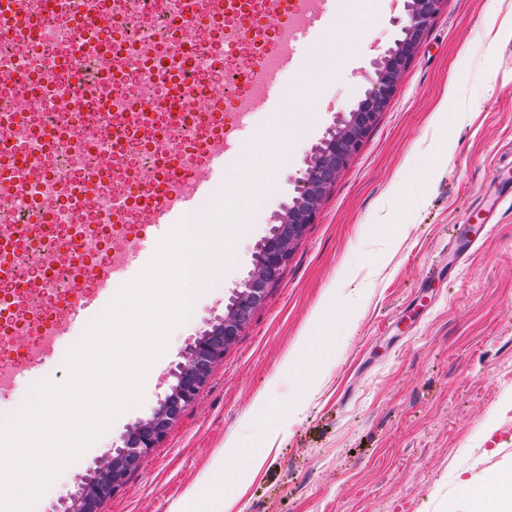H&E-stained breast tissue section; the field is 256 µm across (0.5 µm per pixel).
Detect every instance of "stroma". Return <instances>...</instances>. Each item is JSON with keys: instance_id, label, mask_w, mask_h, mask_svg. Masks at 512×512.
<instances>
[{"instance_id": "35a3bbf8", "label": "stroma", "mask_w": 512, "mask_h": 512, "mask_svg": "<svg viewBox=\"0 0 512 512\" xmlns=\"http://www.w3.org/2000/svg\"><path fill=\"white\" fill-rule=\"evenodd\" d=\"M404 0H365L310 34L324 57L285 75L287 104L245 100L225 183L254 170L261 210L244 217L233 260L195 318L122 413L66 468L34 512H66L96 459L122 446L175 381L191 337L219 322L255 268L258 243L296 195L307 160L355 108L401 39ZM365 21L361 44L352 26ZM296 129L283 143L280 120ZM512 166V0H442L420 53L397 81L362 149L339 174L197 401L185 408L125 490L99 512H180L216 463L245 492L230 512H438L460 481L488 483L512 464V200L463 257L450 239L502 168ZM328 310L335 343L298 381L283 360ZM280 407L266 411L256 398Z\"/></svg>"}]
</instances>
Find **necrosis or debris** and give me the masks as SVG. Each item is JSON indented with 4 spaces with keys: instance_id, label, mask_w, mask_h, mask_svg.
Wrapping results in <instances>:
<instances>
[{
    "instance_id": "obj_1",
    "label": "necrosis or debris",
    "mask_w": 512,
    "mask_h": 512,
    "mask_svg": "<svg viewBox=\"0 0 512 512\" xmlns=\"http://www.w3.org/2000/svg\"><path fill=\"white\" fill-rule=\"evenodd\" d=\"M278 0H223L220 21H211L206 0H196L198 22L191 37L198 47L192 59L190 83L193 94L182 111L166 116H139L129 104H145L161 92L159 78L146 61L139 59L140 46L152 45L168 60H177L183 44L173 16L182 8L181 0H112V19L107 26L90 23L86 40L107 35L123 39L121 61L124 93L113 105L110 116L99 112L92 94L75 99L66 79H59L55 93L31 114L30 124L14 129L11 139L17 151L36 166L47 170L49 179L29 176L19 170V192L0 195V238L12 246L0 254V267L9 266L30 280L32 289L16 288L12 278L0 279V309L10 310L14 327L0 331V370L15 366L19 355L14 346L18 333L39 342L45 328L61 306L87 294L92 280L91 266L98 264L103 250L120 252L134 242L132 232L141 209L121 210L125 196L139 190L144 174L151 170L159 142L155 128L169 129L182 140L187 154L198 153L214 131L248 98L256 81L273 65L275 51L294 36L291 26L268 27L266 20L275 13ZM80 55L86 68L102 69L99 57L86 54L71 33L70 17H60L41 36L37 50H30L24 39L0 42V66L25 70L31 58H38L41 71L54 70L59 54ZM222 93L224 109L204 112L200 104ZM60 125L81 128L90 134L89 142L78 146L44 148L33 135V127ZM124 126L125 137H113L115 126ZM95 152L104 164L108 183L88 186L80 163L81 155ZM66 187L87 190L95 198L92 210L77 211L56 206L51 225L29 224L18 227L11 214L26 209L33 197H44L51 189Z\"/></svg>"
}]
</instances>
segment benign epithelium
I'll use <instances>...</instances> for the list:
<instances>
[{
	"label": "benign epithelium",
	"instance_id": "1",
	"mask_svg": "<svg viewBox=\"0 0 512 512\" xmlns=\"http://www.w3.org/2000/svg\"><path fill=\"white\" fill-rule=\"evenodd\" d=\"M442 0H406L401 31L404 38L396 48L388 51L382 66L378 67L375 77L371 79L372 87L365 93L363 103L369 106L365 112L352 110L349 116L341 119L345 133L336 138V143L313 153L308 167H316L326 174L325 181H311L304 177L298 185V194L302 196L297 210L285 208L281 219L290 223L288 236L274 229L271 235L263 240L259 248L254 271L249 278L234 289V295L240 302L254 311L261 307L266 298L268 288L277 284L288 263L293 245L301 238L307 225L313 223L324 195L335 184L337 175L347 166L351 157L363 146L364 140L378 120L383 110L393 97L399 75L415 58L422 48L424 34L437 14ZM246 321L224 319V346L217 347L210 340L208 331H202L187 345L176 375L181 377L182 384L178 387L179 402L182 406L192 405L212 368L223 358L224 352L235 343L242 332ZM177 416L165 413L157 408L146 419L136 423L133 431L143 435V440L128 449L125 459L120 465L108 464L100 472V477L87 483L73 497L78 512H98V505L106 498L121 492L126 486L123 470L142 463L151 455L159 438L163 437Z\"/></svg>",
	"mask_w": 512,
	"mask_h": 512
}]
</instances>
